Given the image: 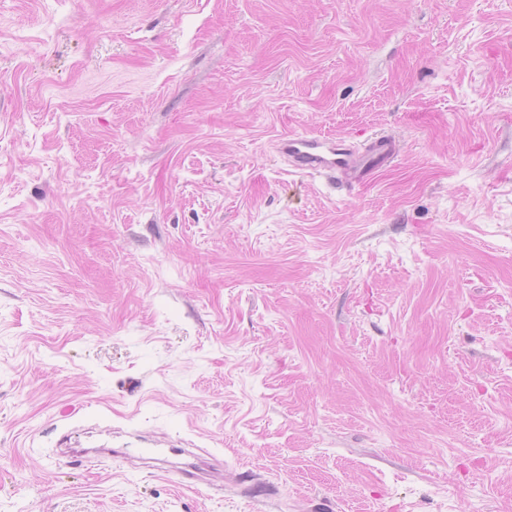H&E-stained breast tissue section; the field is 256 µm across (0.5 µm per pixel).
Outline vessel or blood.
I'll return each mask as SVG.
<instances>
[{
    "label": "vessel or blood",
    "mask_w": 512,
    "mask_h": 512,
    "mask_svg": "<svg viewBox=\"0 0 512 512\" xmlns=\"http://www.w3.org/2000/svg\"><path fill=\"white\" fill-rule=\"evenodd\" d=\"M273 149L292 170L323 175L346 188L364 184L400 153L398 141L389 134L376 135L359 146L345 140L293 133L278 138Z\"/></svg>",
    "instance_id": "vessel-or-blood-1"
}]
</instances>
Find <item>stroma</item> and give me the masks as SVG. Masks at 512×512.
<instances>
[{"label": "stroma", "instance_id": "stroma-1", "mask_svg": "<svg viewBox=\"0 0 512 512\" xmlns=\"http://www.w3.org/2000/svg\"><path fill=\"white\" fill-rule=\"evenodd\" d=\"M0 512H512V0H0ZM273 149L293 171L324 175L346 188L364 184L400 153L399 142L390 134L376 135L359 146L346 140L293 133L278 138Z\"/></svg>", "mask_w": 512, "mask_h": 512}]
</instances>
